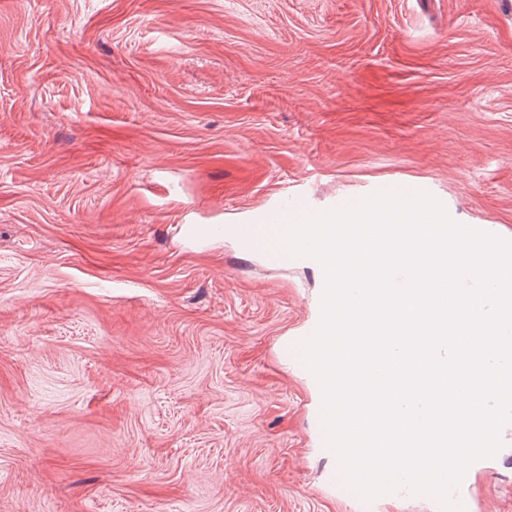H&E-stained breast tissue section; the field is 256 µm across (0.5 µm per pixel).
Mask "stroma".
<instances>
[{
  "label": "stroma",
  "mask_w": 512,
  "mask_h": 512,
  "mask_svg": "<svg viewBox=\"0 0 512 512\" xmlns=\"http://www.w3.org/2000/svg\"><path fill=\"white\" fill-rule=\"evenodd\" d=\"M384 186L512 239V0H0V512H354L226 229Z\"/></svg>",
  "instance_id": "1"
}]
</instances>
